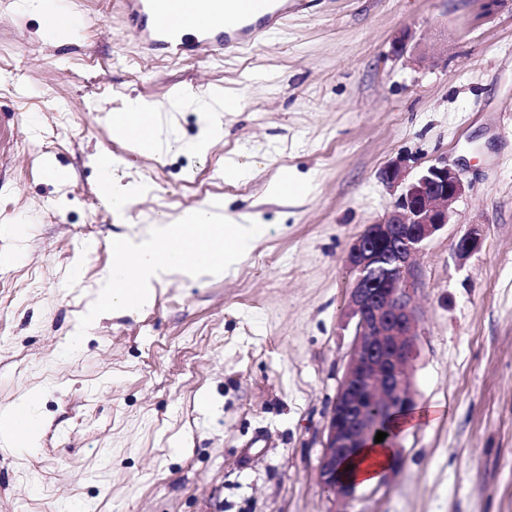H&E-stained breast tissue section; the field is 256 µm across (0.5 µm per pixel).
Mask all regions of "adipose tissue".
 <instances>
[{"label": "adipose tissue", "mask_w": 512, "mask_h": 512, "mask_svg": "<svg viewBox=\"0 0 512 512\" xmlns=\"http://www.w3.org/2000/svg\"><path fill=\"white\" fill-rule=\"evenodd\" d=\"M232 106L233 100L223 88L210 89L201 106L207 135L191 143L190 151L206 154L211 141L222 137L223 111ZM112 131L134 142L139 151H151L156 146L154 115L141 98L127 99L122 111L113 113ZM115 164L112 156L98 158L103 183L100 197L105 207L122 213L145 189L116 179ZM261 236L260 225L250 215L228 213L217 202L178 214L156 212L146 229L113 243L112 274L96 289L87 318L92 321L109 312L138 314L153 305L159 287L176 277H225L236 270ZM392 453L390 446L368 443L350 463L346 479L360 486L378 482Z\"/></svg>", "instance_id": "adipose-tissue-1"}]
</instances>
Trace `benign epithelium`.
<instances>
[{"label": "benign epithelium", "instance_id": "obj_1", "mask_svg": "<svg viewBox=\"0 0 512 512\" xmlns=\"http://www.w3.org/2000/svg\"><path fill=\"white\" fill-rule=\"evenodd\" d=\"M380 179L399 192L393 209L369 224L348 246L346 268L354 275L346 309L352 341L342 382L327 415L318 464L323 489L348 501L356 483L337 479L342 462L368 440L371 411L393 414L414 405L407 368L416 353L419 317L415 305L414 257L449 224L450 205L465 192L460 174L440 160L415 177L399 162L386 165ZM471 231L455 243L466 257L480 245Z\"/></svg>", "mask_w": 512, "mask_h": 512}]
</instances>
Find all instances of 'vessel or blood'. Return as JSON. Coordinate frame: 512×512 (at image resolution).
<instances>
[{
	"label": "vessel or blood",
	"instance_id": "vessel-or-blood-1",
	"mask_svg": "<svg viewBox=\"0 0 512 512\" xmlns=\"http://www.w3.org/2000/svg\"><path fill=\"white\" fill-rule=\"evenodd\" d=\"M172 0H125L130 35L150 53L177 57L221 53L272 34L297 8L315 0H197L175 9Z\"/></svg>",
	"mask_w": 512,
	"mask_h": 512
}]
</instances>
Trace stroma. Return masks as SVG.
<instances>
[{
	"label": "stroma",
	"mask_w": 512,
	"mask_h": 512,
	"mask_svg": "<svg viewBox=\"0 0 512 512\" xmlns=\"http://www.w3.org/2000/svg\"><path fill=\"white\" fill-rule=\"evenodd\" d=\"M15 2L0 0V408L33 395L42 431L0 453V512H512V0H323L248 48L176 60L138 47L118 0H64L80 33L53 42ZM214 86L236 107L199 156L198 112L170 97ZM135 97L160 107L159 159L112 136ZM105 152L148 187L121 215L96 193ZM398 158L412 176L447 159L467 185L415 258L411 385L443 413L342 502L317 466L352 341L343 256L391 210L379 173ZM231 159L249 174L225 179ZM285 173L302 190L271 196ZM215 200L265 229L235 273L85 324L113 239Z\"/></svg>",
	"instance_id": "1"
}]
</instances>
